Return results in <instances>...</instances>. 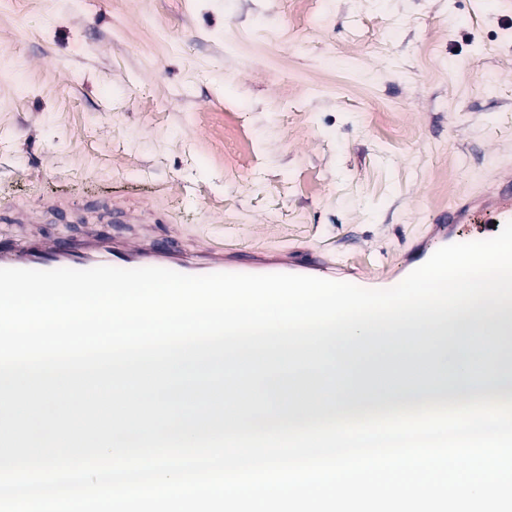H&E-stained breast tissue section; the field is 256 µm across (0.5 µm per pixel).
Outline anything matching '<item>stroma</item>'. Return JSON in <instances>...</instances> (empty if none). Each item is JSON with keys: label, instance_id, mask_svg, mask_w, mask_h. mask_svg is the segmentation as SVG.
<instances>
[{"label": "stroma", "instance_id": "1", "mask_svg": "<svg viewBox=\"0 0 512 512\" xmlns=\"http://www.w3.org/2000/svg\"><path fill=\"white\" fill-rule=\"evenodd\" d=\"M512 171V0H0V249L130 237L183 260L394 273Z\"/></svg>", "mask_w": 512, "mask_h": 512}]
</instances>
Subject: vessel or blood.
I'll return each instance as SVG.
<instances>
[{"label": "vessel or blood", "mask_w": 512, "mask_h": 512, "mask_svg": "<svg viewBox=\"0 0 512 512\" xmlns=\"http://www.w3.org/2000/svg\"><path fill=\"white\" fill-rule=\"evenodd\" d=\"M512 222V181L503 183L496 197L488 202L473 197L435 218L431 237L411 251L405 260L407 271L425 264L441 247L483 241L495 237L506 223ZM97 266L122 269L161 267L187 275L212 273L294 274L331 279V268L321 256L309 254L286 262L261 263L256 260H225L224 251L211 249L194 264L183 262L177 250L138 244H116L111 239L93 236L51 244L25 245L0 251V268L85 270Z\"/></svg>", "instance_id": "1"}]
</instances>
